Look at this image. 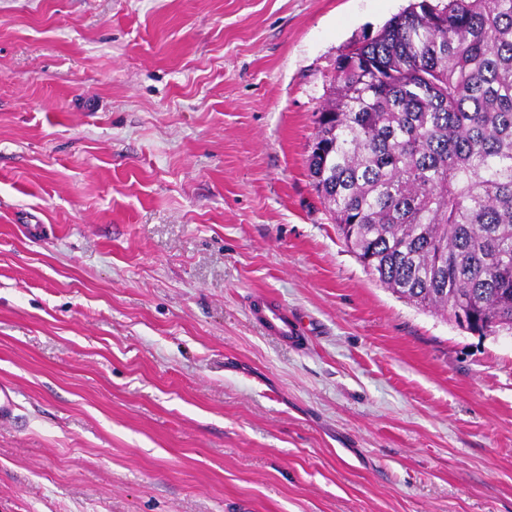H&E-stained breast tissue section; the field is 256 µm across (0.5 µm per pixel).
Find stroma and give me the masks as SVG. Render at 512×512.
I'll list each match as a JSON object with an SVG mask.
<instances>
[{
    "label": "stroma",
    "mask_w": 512,
    "mask_h": 512,
    "mask_svg": "<svg viewBox=\"0 0 512 512\" xmlns=\"http://www.w3.org/2000/svg\"><path fill=\"white\" fill-rule=\"evenodd\" d=\"M411 2L0 0V512H512V334L380 285L306 171ZM252 314L272 336L285 343H298L302 337V323L299 317L288 313V308L271 298L255 300Z\"/></svg>",
    "instance_id": "35a3bbf8"
}]
</instances>
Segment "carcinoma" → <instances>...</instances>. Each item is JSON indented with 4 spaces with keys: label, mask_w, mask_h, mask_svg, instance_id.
Here are the masks:
<instances>
[{
    "label": "carcinoma",
    "mask_w": 512,
    "mask_h": 512,
    "mask_svg": "<svg viewBox=\"0 0 512 512\" xmlns=\"http://www.w3.org/2000/svg\"><path fill=\"white\" fill-rule=\"evenodd\" d=\"M308 176L380 284L512 332V0H419L336 59Z\"/></svg>",
    "instance_id": "carcinoma-1"
}]
</instances>
